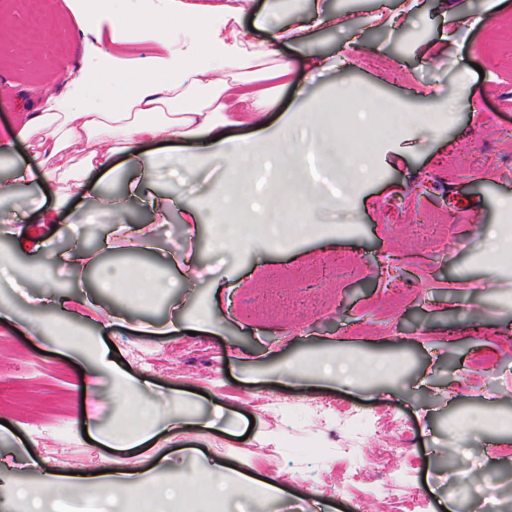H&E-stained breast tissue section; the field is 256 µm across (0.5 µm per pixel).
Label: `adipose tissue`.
<instances>
[{
    "label": "adipose tissue",
    "instance_id": "adipose-tissue-1",
    "mask_svg": "<svg viewBox=\"0 0 512 512\" xmlns=\"http://www.w3.org/2000/svg\"><path fill=\"white\" fill-rule=\"evenodd\" d=\"M177 11L192 35L180 50L170 49L163 28L153 22L135 23L124 16L109 21L114 44L147 42L153 46V53L146 60L113 55V71L132 76L133 88L113 100L111 106L88 101L86 80L78 75L66 80L65 90L59 95L30 100L17 124L0 128V158H12L17 142L35 140L42 154V179L58 186L57 210L68 208L82 187L83 175L99 172L109 178L119 170L128 173L129 180L124 192L107 201L113 214L124 216L133 205L143 203L155 221L162 223L169 213L168 206L158 197L144 199L140 180L153 176L157 167L170 162L190 171L217 163L231 168L252 151V143L225 138L227 113L237 103L251 101L248 120L261 125L260 115L271 105L263 84L285 77L287 66L260 68L261 55L241 29L243 7L225 6L224 25L220 28L209 24L205 7L182 0ZM228 66L235 71L230 79L224 76ZM173 141L191 144L192 152L172 156L143 150L148 143ZM116 156L121 159L117 165L112 162ZM61 258L72 269L97 267V285L101 288L111 287L115 280L127 279L131 274L141 285L160 291L186 289L195 282L196 259L187 250L172 257L181 269L175 279L158 278L149 264L133 273L123 266L100 267L90 253L79 247L62 253ZM91 361V368L77 384L78 390L93 393L100 374L107 373L122 380L114 394L116 402L138 395L136 381L120 374L105 351L94 350ZM184 424L182 414L158 421L145 411L138 433L115 429L107 433L106 439L114 448H135ZM118 488L137 501L139 512H168L169 500L189 502L207 486L195 475L184 472L168 473L161 482L140 473L114 472L97 483L94 491L109 500Z\"/></svg>",
    "mask_w": 512,
    "mask_h": 512
}]
</instances>
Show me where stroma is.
Returning <instances> with one entry per match:
<instances>
[{
    "instance_id": "1",
    "label": "stroma",
    "mask_w": 512,
    "mask_h": 512,
    "mask_svg": "<svg viewBox=\"0 0 512 512\" xmlns=\"http://www.w3.org/2000/svg\"><path fill=\"white\" fill-rule=\"evenodd\" d=\"M266 0H247L243 24L264 52L266 65L287 64L277 101L264 114L263 128L225 125L231 138L255 141L264 156V130L285 117L298 148L292 169L312 180L326 206L290 210L270 243L261 214L242 202L228 214L241 234L211 246L209 216L196 229L180 222V205H201L217 196L232 176L221 167L188 172L169 165L147 192L175 201L167 223L155 224L148 209L126 218L145 224L150 243L145 260L166 277L177 276L172 253L194 251L202 276L186 294L149 304L121 291L100 293L95 280L57 276L71 296L96 294L80 335L70 350L51 336L25 334L36 319L67 318L42 307L35 268L48 255L76 242L68 229L73 213L94 208L96 236L112 240V259L127 263L136 248L115 215L98 208L105 189L122 192L124 176L84 180L61 225L42 224L36 214L20 216L0 201V253L11 257L17 286L0 288V301L14 317L0 321V512H31L37 491L59 474L88 486L102 470L154 474L188 471L223 481V490L201 499L200 512H391L399 480L412 475L429 501V512H478L477 485L493 487L496 503L512 512V262L488 252L484 226L505 224L504 200L512 199V6L489 11V0H389L397 16L389 25L377 0H279L280 26H294L313 8L334 13L336 23L312 30L306 47L288 42L271 48L266 31L254 28ZM102 0L85 10L60 13L34 0H0V125L16 122L20 92H59L61 69L83 67L87 96L98 100L111 72L85 57V39L100 36L111 52L109 30H97ZM468 81L470 93L459 98ZM364 98L385 101L405 112L409 138L381 135L366 145L372 164L368 180L349 190V202L333 192L325 159L304 152L324 115L320 104L346 87ZM447 103L448 112L420 122L428 103ZM37 239L24 250L15 232ZM407 260V274L391 277L390 258ZM221 282V294L212 285ZM404 301L385 319L389 286ZM210 305L212 332L158 335L137 329L141 321L164 324L170 314H190ZM123 311L125 326H105V313ZM95 337L115 367L128 370L145 388L140 396L157 418L188 410L195 424L143 448H111L104 431L136 427L133 406H116L108 375L98 379L95 399L81 402L74 386L88 362L84 337ZM353 407L363 453L387 444L369 431L367 416H404L414 434L409 457L391 456L389 493L361 496L369 472L350 480V460L337 453L347 430L322 421L325 402ZM96 417L103 431L79 432L80 412ZM37 467H28V459ZM251 476V484L224 482L225 467ZM279 481L282 502L267 503L265 485Z\"/></svg>"
}]
</instances>
